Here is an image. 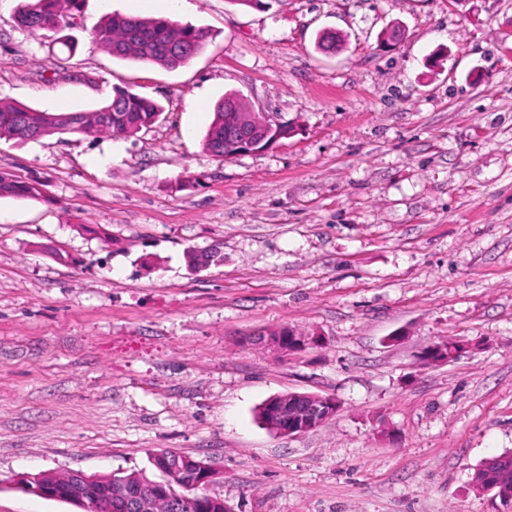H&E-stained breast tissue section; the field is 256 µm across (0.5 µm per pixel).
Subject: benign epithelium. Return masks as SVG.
Segmentation results:
<instances>
[{
    "label": "benign epithelium",
    "mask_w": 512,
    "mask_h": 512,
    "mask_svg": "<svg viewBox=\"0 0 512 512\" xmlns=\"http://www.w3.org/2000/svg\"><path fill=\"white\" fill-rule=\"evenodd\" d=\"M243 121L249 123V127L239 133L232 143L235 156L262 151L289 135L288 126L272 112L245 113ZM256 340L263 348L278 354H290L305 346L303 341H295L289 335L276 332L260 333ZM466 348L467 345L459 341L449 343L447 348L435 345L431 347V356L423 364L430 366L446 363L448 359L460 356ZM270 401L272 406L269 411V430L288 437L315 429L322 422V412L329 408H339L334 398L312 393L288 392L273 396ZM506 463L512 466V459L496 456L484 461L483 471L489 484L485 488L486 492H491L490 485L495 483L497 474ZM160 469L164 473L162 481L126 492V505L131 512H159L160 503L163 501L169 504L173 512H180L188 502L185 491L192 489L191 485L181 481L182 476L190 472L195 475L197 483L208 486L219 475L218 469L210 460L199 457H168ZM30 480L32 477L22 475L17 483L30 493L47 499L58 498L55 488L45 485L32 487L29 485ZM65 498L77 504L82 512L101 510L99 490L86 480L69 484Z\"/></svg>",
    "instance_id": "7a95c632"
}]
</instances>
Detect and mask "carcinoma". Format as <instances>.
Returning a JSON list of instances; mask_svg holds the SVG:
<instances>
[{
  "instance_id": "1",
  "label": "carcinoma",
  "mask_w": 512,
  "mask_h": 512,
  "mask_svg": "<svg viewBox=\"0 0 512 512\" xmlns=\"http://www.w3.org/2000/svg\"><path fill=\"white\" fill-rule=\"evenodd\" d=\"M83 0H22L17 24L36 33L45 30L61 32L73 25L80 15ZM96 40L112 56L154 64L174 70L192 59L202 48L204 34L191 26H180L168 19L127 18L113 14L101 21L95 31ZM226 98L214 107V118L204 138V149L215 157L230 154L224 146L226 137L236 133L234 119L224 108ZM163 112L161 104L125 87L115 89L110 100L91 112L68 117L37 110L21 103L0 101V139L20 142L38 140L56 134L98 133L132 137L153 125ZM41 189L37 182L20 181L0 172V197L37 198ZM204 507L196 512H224L221 499L208 497L204 488L191 491Z\"/></svg>"
}]
</instances>
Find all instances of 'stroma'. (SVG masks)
Segmentation results:
<instances>
[{
	"instance_id": "1",
	"label": "stroma",
	"mask_w": 512,
	"mask_h": 512,
	"mask_svg": "<svg viewBox=\"0 0 512 512\" xmlns=\"http://www.w3.org/2000/svg\"><path fill=\"white\" fill-rule=\"evenodd\" d=\"M131 2L84 0L70 54L0 0V99L164 109L131 138L0 139L42 190L0 198V512H76L19 475L155 479L162 449L210 458L232 512H498L471 477L512 452V0H185L205 41L174 70L98 44ZM228 93L290 135L212 156ZM284 328L321 342L246 340ZM448 339L468 352L419 363ZM288 391L340 409L276 435L255 410ZM276 332L277 331L269 333L264 332L262 334L259 333L249 336H258L254 338L259 341L263 348L278 354H290L301 350L306 345V339L305 341H294L292 336H287ZM33 475L34 479H32V477H30L29 475H22L17 479V483L20 484L24 489H26L30 493H34L47 499H56L58 498V494L56 493L54 487L45 485H35L32 487L28 483L31 480L33 484H37L40 481L60 485L66 481L68 472L62 474L55 472H41Z\"/></svg>"
}]
</instances>
